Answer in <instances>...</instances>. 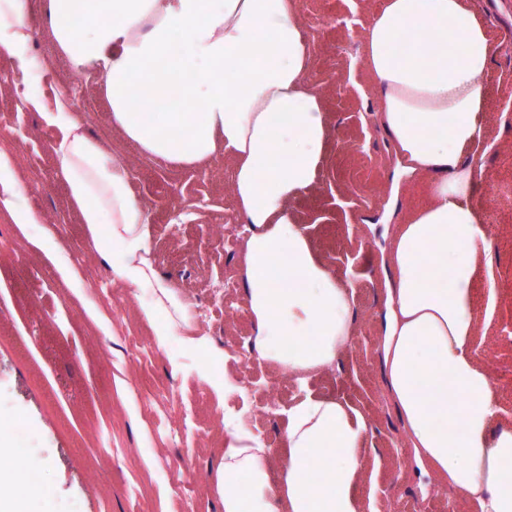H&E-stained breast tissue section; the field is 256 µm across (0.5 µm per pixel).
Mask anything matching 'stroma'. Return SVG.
Wrapping results in <instances>:
<instances>
[{
  "mask_svg": "<svg viewBox=\"0 0 512 512\" xmlns=\"http://www.w3.org/2000/svg\"><path fill=\"white\" fill-rule=\"evenodd\" d=\"M302 34L311 48L309 83L329 114L325 163L314 186L289 200L316 253L354 286L352 343L332 365L291 382L341 398L367 418L368 464L355 491L374 512H450L457 494L429 462L416 456L388 386L380 342L388 317L389 261L398 224L424 202L427 180L409 170L379 120L381 93L361 60L364 30L385 0H297ZM469 0L498 40L486 90V121L496 139L485 153L476 196L486 217L512 224V202L496 195L512 185V0ZM31 54L45 62L35 72L38 97L54 105L66 94L86 131L126 162L137 197L147 198L151 255L156 269L190 305L209 313L207 336L220 351L252 349L254 325L246 310L244 248L219 239L216 225L244 229L230 185L233 162L219 157L197 171L177 170L141 156L114 131L108 104L94 80L71 92L73 68L53 49L42 0H29ZM16 60L0 53V152L23 146L29 163L17 167L24 186L17 203L38 218L14 223L0 207V421L17 422L39 468L40 492L28 512H224L213 477L224 453V415L231 406L261 405L281 374L251 358L247 368L224 360L234 383L218 396L196 367L198 356L180 344L157 350L139 315L134 289L114 281L110 266L91 248L84 225L67 203L53 144L59 134L36 112L20 109L24 96ZM379 162L370 201L344 176L365 159ZM52 239L53 253L41 244ZM82 263H75L74 255ZM66 267L74 276L64 280ZM496 285L487 299V282ZM228 282L229 295L216 291ZM479 361L512 371V251L493 245L490 264L474 284ZM284 412L258 425L268 448L270 479L287 461Z\"/></svg>",
  "mask_w": 512,
  "mask_h": 512,
  "instance_id": "1",
  "label": "stroma"
}]
</instances>
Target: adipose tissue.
I'll use <instances>...</instances> for the list:
<instances>
[{"label": "adipose tissue", "instance_id": "adipose-tissue-1", "mask_svg": "<svg viewBox=\"0 0 512 512\" xmlns=\"http://www.w3.org/2000/svg\"><path fill=\"white\" fill-rule=\"evenodd\" d=\"M56 54L91 72L112 127L142 155L183 169L225 155L251 233L244 257L248 312L259 358L298 375L332 364L354 335L353 289L314 251L287 207L325 160L329 115L307 81L309 47L296 0H44ZM28 0H0V53L22 73ZM497 43L466 0H386L365 33L382 121L409 169L430 177L426 201L400 225L390 253L383 352L413 448L480 512H512V426L479 364L472 282L488 261L475 202L492 139L485 78ZM162 104L159 112L141 101ZM195 102L199 111H186ZM59 135L54 153L68 203L112 276L144 293L141 317L158 349L184 334L205 355L199 377L216 394L220 353L191 332L192 316L151 259V223L126 165L89 136L64 97L54 107L22 99ZM288 464L278 482L268 450L243 423L227 431L216 480L224 512H365L354 493L364 463L366 417L347 401L307 393L288 406ZM38 486L0 467V512H22Z\"/></svg>", "mask_w": 512, "mask_h": 512}]
</instances>
